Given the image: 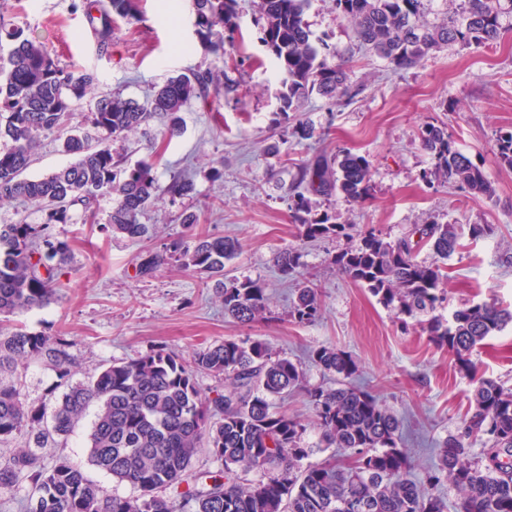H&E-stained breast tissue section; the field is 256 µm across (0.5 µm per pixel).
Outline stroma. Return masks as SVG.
<instances>
[{
	"label": "stroma",
	"instance_id": "stroma-1",
	"mask_svg": "<svg viewBox=\"0 0 512 512\" xmlns=\"http://www.w3.org/2000/svg\"><path fill=\"white\" fill-rule=\"evenodd\" d=\"M81 2L0 0V57L12 47L10 32L19 29L43 44L61 67L95 74L92 92L74 105L73 123L85 122L101 95L142 101L170 76L190 69L211 71L219 84L233 79L238 87L226 97L191 99L177 136H167L157 118L129 135L122 144L125 163L157 152L159 182L189 173L194 194L160 197L141 218L152 225L153 235L139 242L105 232L117 202L108 194L97 202L96 224L82 223L76 209L71 223L52 225V236L68 241L72 252L62 268V297L12 317L10 328L62 333L73 340L77 382L153 349L187 359L212 344L250 337L301 363L307 386L331 387L334 377L308 361L307 354L319 345L334 346L355 361L356 383L402 420V447L413 476H421L435 464L438 444L455 433L468 412L473 384L419 326L400 328L393 311L338 270L333 259L347 247L346 239L300 242L288 210V188L299 166L347 149L369 160L372 190L360 203L312 196L314 209L328 211L336 223L390 239L415 224L495 225L492 236H462L460 248L446 260L448 301L440 313L448 319L462 305L484 302L512 310V169L501 167L497 158L498 134L512 131V12L501 17L505 33L500 43L448 45L418 67L395 72L359 45L333 0H309L304 19L316 43L328 48L327 63H335L340 53L349 56L358 93L348 102L314 94L286 114L278 62L260 41V0H239L245 43L229 56L214 52L198 34L194 0H178L170 14L164 13L162 0H138L136 19L116 20L106 42L89 32ZM300 119L312 125L311 139L293 137ZM429 123L447 125L457 146L484 170L493 198L423 179L432 160L419 133ZM274 142L281 145L277 157L267 153ZM187 209L197 213L200 228L239 242L226 268L263 286L273 319L235 323L225 317L214 289L204 287L203 275L174 263L155 277H137L138 254L180 234L179 216ZM299 244L306 251L304 272L316 284L322 305L320 319L311 324L289 317L294 284L277 267L280 252ZM472 360L480 374L512 390V323L489 338ZM279 407L306 424L303 445L310 450L309 462L332 456L337 465L346 463V454L320 448L305 393L291 394ZM93 419V413H86L66 443L40 449L44 466L65 457L103 495L134 496L130 485L116 483L89 464Z\"/></svg>",
	"mask_w": 512,
	"mask_h": 512
}]
</instances>
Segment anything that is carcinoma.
I'll return each mask as SVG.
<instances>
[{"mask_svg": "<svg viewBox=\"0 0 512 512\" xmlns=\"http://www.w3.org/2000/svg\"><path fill=\"white\" fill-rule=\"evenodd\" d=\"M308 0H261L262 43L286 74L284 109L316 92L329 98L353 99L358 89L349 81L347 61L329 65L304 20ZM136 0H108L100 12L101 32L108 38L114 17L135 16ZM336 12L348 19L359 42L384 58L394 71L420 65L443 44L490 46L503 37L500 11L493 0H464L459 19L441 25L424 19L425 0H334ZM196 25L204 39L213 27H224V44L238 45L244 36L235 22L238 0H195ZM7 58H0V111L7 113L0 136L12 146L0 151V201L22 199L39 206L41 224L0 225V442L22 439L25 448L0 459V491L27 483L32 495L26 512H178L163 488L186 485L183 497L193 512H448L439 494L450 485L458 495L456 512H512V392L490 378L476 375L471 356L484 342L512 322V311L494 304H473L456 310L452 321L437 314L447 301L445 274L437 264L415 260L413 237L430 244L441 260L457 249L462 235L457 224H415L406 235L386 240L369 231L353 235V226L330 222L315 214L306 193L359 203L369 192L370 162L344 151L318 156L298 168L288 195L299 237L347 238L351 244L335 256L339 271L366 288L385 308L395 311L402 327L419 324L431 344L447 348L458 369L474 383V409L457 432L438 448V462L421 481L408 478L409 461L399 446L401 423L382 407L372 392L352 383L356 363L344 351L319 346L309 353L312 363L336 375L338 387L306 390L321 431L322 442L350 459L344 467L332 463L303 464L308 449L301 446L306 427L275 407V402L303 384L299 363L273 353L249 338L226 340L195 352L188 361L162 349L136 359L113 363L86 382H72L75 359L71 340L61 334L6 331L1 322L39 309L59 297V269L70 245L46 233L51 224H68L71 208L81 207L84 220L95 216L98 198L117 196L106 230L139 241L149 227L139 216L162 195L183 197L192 181L175 175L161 185L154 163L124 165L113 147L139 130L155 114L168 118L167 134L181 131L180 112L194 97L207 92L213 76L194 70L170 77L143 103L119 94L96 102L88 122L104 135L93 146L86 136L72 133L63 151L73 157L66 167L36 178L24 176L32 152L43 135L61 131L73 115V105L86 96L96 76L60 68L41 44L23 31L10 34ZM431 154L433 174L475 196L489 198L491 183L480 166L456 147L447 126L425 125L420 132ZM500 164L512 168V132L497 139ZM188 233L161 251L138 255L136 273L152 277L173 261L214 281L224 314L240 324L266 317L265 288L256 281L226 278L225 262L237 243L197 228L194 213L181 215ZM304 252L291 246L280 252L283 277L304 268ZM316 289H298L290 316L311 323L320 316ZM31 362L48 366L56 377L54 389L66 391L52 412L46 404L28 402L20 370ZM224 378V390L201 395L195 375ZM96 412L89 434V462L137 495L103 496L99 486L67 460L47 469L32 448H43L68 437L91 405ZM480 452L474 453L475 444ZM207 450L224 461V469L194 474V458ZM274 471L266 481L245 484L239 473Z\"/></svg>", "mask_w": 512, "mask_h": 512, "instance_id": "1", "label": "carcinoma"}]
</instances>
